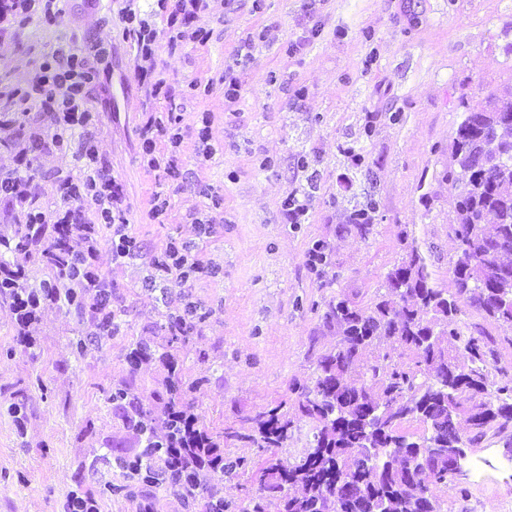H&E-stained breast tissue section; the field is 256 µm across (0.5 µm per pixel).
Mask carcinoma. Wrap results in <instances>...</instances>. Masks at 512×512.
<instances>
[{"instance_id":"obj_1","label":"carcinoma","mask_w":512,"mask_h":512,"mask_svg":"<svg viewBox=\"0 0 512 512\" xmlns=\"http://www.w3.org/2000/svg\"><path fill=\"white\" fill-rule=\"evenodd\" d=\"M459 107L462 118L450 144L453 168L444 178L455 196L451 230L468 248L456 251L452 261L453 291L435 286L426 257L410 245L386 274L384 294L368 304L350 296L327 302L324 322L336 329L340 340L336 350L319 358L314 389L293 388L294 410L311 425L312 439L292 463L278 458L292 434L287 402L255 413L237 429L213 432L183 403V382L170 374L164 414L185 413L196 434L223 461L175 472L173 494L185 506L198 503L203 512H226L228 506L210 495V483L249 470L258 493L239 512H266L265 489L283 493L282 512H320L334 494L337 512H420L419 495L428 491V484L446 488L453 480L446 456L427 458L425 481L411 465L413 457L429 448L448 447V430L439 423L448 404L466 417L471 444L512 422V385H499L489 375V366L496 362V337L476 336L457 321L461 307L469 305L512 329V90L490 89L475 105L464 96ZM371 210L373 203L353 201L347 223L367 234ZM29 228L17 225L16 248L58 274L66 260L64 237L32 249ZM88 306L96 307L95 315L85 335L71 340L81 355L117 325L112 307L98 304L90 292L78 295L74 308L81 312ZM197 326L189 311L177 314L160 345L138 342L128 358L149 357L160 347L184 342ZM383 343L400 348L409 361L395 362L378 352ZM370 351L374 355L363 358ZM132 411L125 415L126 423L150 432L152 410L140 403ZM411 421L422 427L421 433L403 430ZM236 444L267 448L271 456L252 465L242 457L224 456V449ZM387 455L393 461H383ZM140 460L138 453L117 459L125 484H108L104 492L131 493L138 487L149 495L159 472L144 468ZM290 485L302 486L304 494H284Z\"/></svg>"}]
</instances>
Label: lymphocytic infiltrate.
<instances>
[{
  "label": "lymphocytic infiltrate",
  "mask_w": 512,
  "mask_h": 512,
  "mask_svg": "<svg viewBox=\"0 0 512 512\" xmlns=\"http://www.w3.org/2000/svg\"><path fill=\"white\" fill-rule=\"evenodd\" d=\"M166 15V26L158 30L140 17L135 0H126L122 16L126 23L124 35L134 46L135 73L147 96L167 93L164 79L155 77V55L160 43L174 48L182 42L203 43L207 35L191 28L197 11L204 9L206 0H157ZM65 14L63 0H0V37L18 39L33 25H58ZM112 47L98 41L90 43L79 34H71L65 47L44 54L38 67L11 88L10 95L27 111L43 114L42 122L34 125L26 140L11 139L5 146L14 154L15 165L0 168V200L13 208L17 221L31 227L33 247H41L47 227L65 231L79 241L69 248L65 271L57 282L39 287L24 286V266L0 264V283L14 286L11 308L21 336H28L42 302L62 303L68 294L89 289L105 294L104 281L88 282L81 274L83 267L95 266L102 230L112 232V258L122 262L133 254L134 237L124 217L123 189L111 168L101 162L98 148L90 133L98 121L95 108L88 98V88L109 74ZM174 114L148 120L143 131L142 157L149 170L165 175L175 174L179 158L158 149L157 143L168 133ZM42 154L71 155L77 168L57 179L60 206L51 212L36 204L37 186L31 172L34 161L31 150Z\"/></svg>",
  "instance_id": "lymphocytic-infiltrate-1"
}]
</instances>
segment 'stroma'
Segmentation results:
<instances>
[{
  "label": "stroma",
  "mask_w": 512,
  "mask_h": 512,
  "mask_svg": "<svg viewBox=\"0 0 512 512\" xmlns=\"http://www.w3.org/2000/svg\"><path fill=\"white\" fill-rule=\"evenodd\" d=\"M118 9L117 0H68L60 26L0 41V91L32 72L62 30L111 42L112 78L90 89L94 133L137 241L134 256L116 264L110 234L100 238V273L121 326L86 355L70 340L87 314L42 304L27 342L0 301V512H59L76 488L98 496L102 512H137L140 494L102 491L121 484L114 458L136 442L108 397L162 389L169 369L160 358L134 368L126 355L133 343L160 341L168 313L185 303L205 319L171 348L174 368L183 382L203 379L188 397L197 413L238 426L288 397L292 383L314 384L318 358L339 341L320 318L324 301L370 300L408 245L426 256L435 285L452 290L454 196L442 175L458 102L512 82V0H209L193 22L206 43L157 51L175 101L151 100L135 79ZM250 36L258 48L238 62ZM228 70L239 84L231 101ZM172 104L181 164L161 185L143 164L141 132ZM353 143L365 157L358 171L344 153ZM71 167L70 156H39V207L59 206L56 174ZM159 190L169 201L161 223L150 215ZM361 193L376 203L364 236L341 229ZM290 197L305 203L303 223H285ZM171 243L199 263L188 280L161 278L153 266ZM319 243L330 261L323 278L307 264ZM19 390L21 434L7 411ZM510 440L512 423L467 448L484 458L488 477L435 489L441 512H512V475L498 468Z\"/></svg>",
  "instance_id": "stroma-1"
}]
</instances>
